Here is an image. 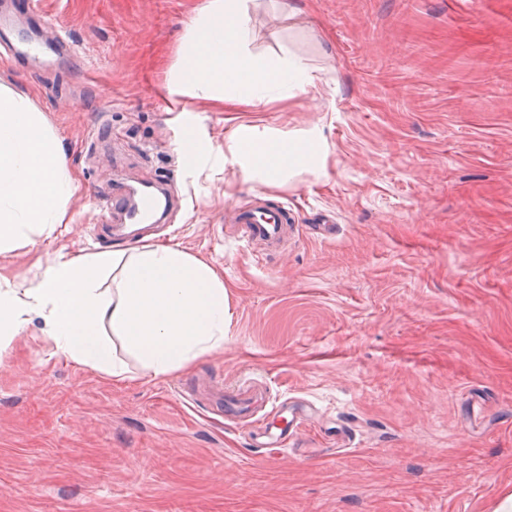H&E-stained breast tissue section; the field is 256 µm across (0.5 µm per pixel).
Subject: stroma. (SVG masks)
Wrapping results in <instances>:
<instances>
[{"mask_svg": "<svg viewBox=\"0 0 512 512\" xmlns=\"http://www.w3.org/2000/svg\"><path fill=\"white\" fill-rule=\"evenodd\" d=\"M53 49L0 56L79 190L69 232L0 254L127 246L98 200L166 185L176 244L223 278V350L165 380L54 355L40 324L0 350V512H498L512 494V0H251L257 58L290 53L316 91L227 110L170 94L200 0H16ZM240 125L318 129L321 174L268 187ZM194 132L195 159L180 142ZM287 206L283 249L233 220ZM247 393L250 412L226 416ZM288 402L298 426L268 446Z\"/></svg>", "mask_w": 512, "mask_h": 512, "instance_id": "obj_1", "label": "stroma"}]
</instances>
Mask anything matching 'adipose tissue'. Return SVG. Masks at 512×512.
Returning a JSON list of instances; mask_svg holds the SVG:
<instances>
[{
  "mask_svg": "<svg viewBox=\"0 0 512 512\" xmlns=\"http://www.w3.org/2000/svg\"><path fill=\"white\" fill-rule=\"evenodd\" d=\"M248 0H203L183 38L177 84L203 102L262 107L276 91L310 92L313 76L298 59L253 58L245 49ZM243 171L267 186L322 167L315 134L286 138L236 129ZM76 190L55 138L27 96L0 91V253L52 237ZM42 321L55 355L115 379L128 369L118 348L164 378L223 349L230 299L207 263L172 245H143L73 255L54 252L40 283L0 281V338Z\"/></svg>",
  "mask_w": 512,
  "mask_h": 512,
  "instance_id": "ef3b65f1",
  "label": "adipose tissue"
}]
</instances>
